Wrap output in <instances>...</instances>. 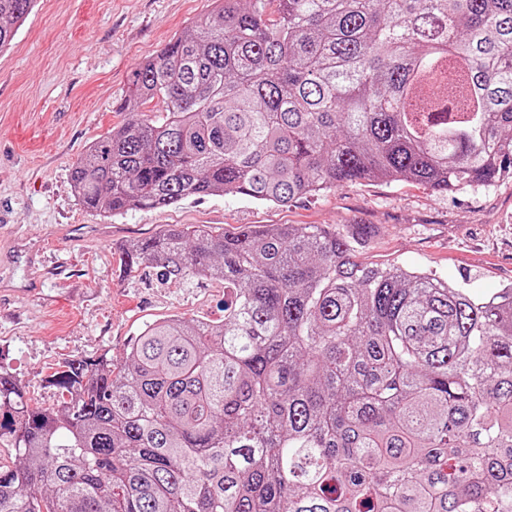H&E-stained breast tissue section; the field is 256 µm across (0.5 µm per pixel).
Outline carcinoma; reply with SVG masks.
<instances>
[{
	"instance_id": "obj_1",
	"label": "carcinoma",
	"mask_w": 512,
	"mask_h": 512,
	"mask_svg": "<svg viewBox=\"0 0 512 512\" xmlns=\"http://www.w3.org/2000/svg\"><path fill=\"white\" fill-rule=\"evenodd\" d=\"M134 72L166 118L72 170L104 216L224 193L512 175V0H215ZM36 0H0V52ZM368 231L171 224L125 270L224 281V320L148 324L32 405L0 365V512H512V287L356 262Z\"/></svg>"
}]
</instances>
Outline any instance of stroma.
<instances>
[{"mask_svg":"<svg viewBox=\"0 0 512 512\" xmlns=\"http://www.w3.org/2000/svg\"><path fill=\"white\" fill-rule=\"evenodd\" d=\"M214 0H39L0 53V365L32 402H56L49 376L67 359L122 357L152 321L224 318V285L127 272L121 247L172 224L234 233L252 224L372 227L358 262L433 272L478 294L512 286V180L438 193L360 181L287 206L237 195L106 218L71 182L89 144L132 120L126 90Z\"/></svg>","mask_w":512,"mask_h":512,"instance_id":"stroma-1","label":"stroma"}]
</instances>
